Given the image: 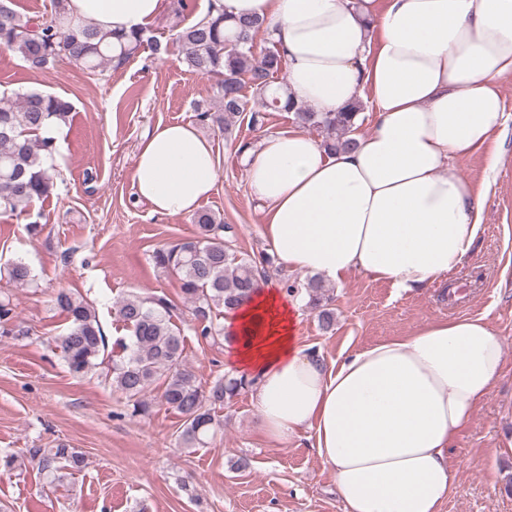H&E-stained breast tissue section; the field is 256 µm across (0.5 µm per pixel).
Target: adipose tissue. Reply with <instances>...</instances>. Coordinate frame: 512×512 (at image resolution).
<instances>
[{
	"instance_id": "obj_1",
	"label": "adipose tissue",
	"mask_w": 512,
	"mask_h": 512,
	"mask_svg": "<svg viewBox=\"0 0 512 512\" xmlns=\"http://www.w3.org/2000/svg\"><path fill=\"white\" fill-rule=\"evenodd\" d=\"M226 14L265 20L288 63V93L314 112L369 101L372 129L354 150L328 153L300 128L245 154L263 236L288 267L325 283L353 273L397 293L460 268L482 228L483 196L457 159L501 157L512 131L501 83L512 77V0H221ZM164 0H67L72 23L129 33ZM219 170L190 123L157 126L138 144L139 199L166 216L192 214ZM302 296L260 281L224 318V369L252 383L267 440L308 435L343 512H443L449 460L503 368L487 317L438 320L406 337L326 362L297 334Z\"/></svg>"
}]
</instances>
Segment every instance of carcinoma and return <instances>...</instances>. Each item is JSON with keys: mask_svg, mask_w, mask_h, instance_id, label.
I'll return each mask as SVG.
<instances>
[{"mask_svg": "<svg viewBox=\"0 0 512 512\" xmlns=\"http://www.w3.org/2000/svg\"><path fill=\"white\" fill-rule=\"evenodd\" d=\"M58 17L38 23L20 16L12 0H0V49L19 56L32 67L42 68L61 56L91 72L110 66L119 68L144 46L160 48V42L141 29L130 34L103 33L91 23L73 25L65 17V0H54ZM210 5L205 16L176 34L175 42L184 52L187 68L215 79L214 96L219 110L198 113L222 131L230 132L234 118L244 112L259 124L267 112H292L299 124L318 131L323 145L334 152L354 149L353 119L364 111L356 100L340 112H312L295 103L287 84L278 81L285 59L272 48L261 55L254 52V38L266 26L258 18L237 19ZM252 96H247L245 87ZM73 112L72 102L63 96L30 89L14 96H0V212L29 219L27 229L40 227L31 219L28 207L36 199H46L57 191L55 169L46 165L52 140L38 132L54 123H65ZM196 234L152 252L151 262L164 273L177 276L183 299L191 305L199 336L216 340L224 337V326L215 322L218 309L232 310L248 299L264 276L262 265L250 256L238 255L225 240L231 227L208 211L195 216ZM9 279L19 286L33 278L23 260L7 267ZM287 290H305L311 309L328 328L333 312L328 308L324 285L310 278L301 284L284 281ZM53 306L67 321L64 332L55 337L67 368L75 377L95 372L105 362L106 336L94 305L79 293L59 290ZM175 305L165 295L142 297L129 294L114 305V314L129 330L115 341L119 353L112 356V387L124 395L132 416L149 413L147 394L157 385L160 402L178 412L183 428L177 442L186 448H203L207 438L220 426L215 409L224 406L249 387L244 378L221 376L211 386L202 387L184 361L185 336L173 321ZM29 331L15 323L14 306L0 300V336H26ZM24 458L38 472L61 481L67 471L80 470L83 454L59 444L54 448H28Z\"/></svg>", "mask_w": 512, "mask_h": 512, "instance_id": "1", "label": "carcinoma"}]
</instances>
